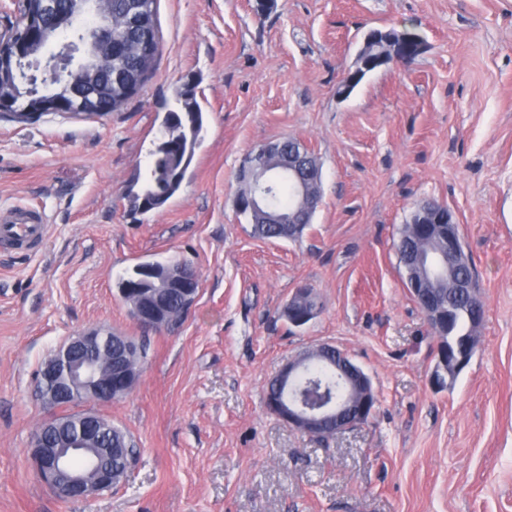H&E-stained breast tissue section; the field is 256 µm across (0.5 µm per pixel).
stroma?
<instances>
[{"instance_id":"stroma-1","label":"stroma","mask_w":512,"mask_h":512,"mask_svg":"<svg viewBox=\"0 0 512 512\" xmlns=\"http://www.w3.org/2000/svg\"><path fill=\"white\" fill-rule=\"evenodd\" d=\"M158 0L152 78L119 112L0 120V205L45 206L51 234L0 254V512H512V0ZM414 25L412 63L339 92L365 34ZM196 81L204 140L180 192L130 213L178 86ZM293 137L317 156L322 201L299 241H263L234 206L253 146ZM455 214L486 317L469 366L434 390L435 338L394 246L414 205ZM190 261L199 292L154 333L123 399L82 404L138 448L128 480L60 498L28 459L48 411L52 349L83 330L141 336L119 295L138 264ZM312 286L321 311L281 312ZM322 343L379 396L327 440L267 413V381Z\"/></svg>"}]
</instances>
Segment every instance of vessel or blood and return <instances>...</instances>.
<instances>
[{
  "mask_svg": "<svg viewBox=\"0 0 512 512\" xmlns=\"http://www.w3.org/2000/svg\"><path fill=\"white\" fill-rule=\"evenodd\" d=\"M48 218L41 209L17 203L0 209V251L32 253L45 243Z\"/></svg>",
  "mask_w": 512,
  "mask_h": 512,
  "instance_id": "obj_1",
  "label": "vessel or blood"
}]
</instances>
